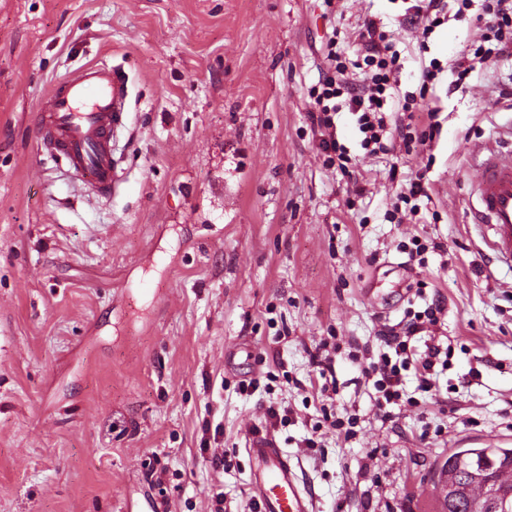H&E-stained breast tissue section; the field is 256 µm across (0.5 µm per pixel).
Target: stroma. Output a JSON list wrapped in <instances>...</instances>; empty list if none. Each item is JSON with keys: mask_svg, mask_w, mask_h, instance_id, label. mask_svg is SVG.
Instances as JSON below:
<instances>
[{"mask_svg": "<svg viewBox=\"0 0 512 512\" xmlns=\"http://www.w3.org/2000/svg\"><path fill=\"white\" fill-rule=\"evenodd\" d=\"M409 5L0 0V512H259L245 443L266 429L315 512H439L451 448L512 441V263L470 216V149L512 124V54L450 90L482 2L444 0L426 36ZM368 20L398 56L393 96L436 65L413 123L440 132L369 154L340 111L344 172L308 92L328 35L362 64ZM92 63L130 86L108 196L37 148L50 84ZM415 178L424 195L401 201ZM438 298L448 363L426 391L406 371L408 405L381 418L361 362ZM330 336L324 396L308 350Z\"/></svg>", "mask_w": 512, "mask_h": 512, "instance_id": "obj_1", "label": "stroma"}]
</instances>
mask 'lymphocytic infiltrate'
I'll return each instance as SVG.
<instances>
[{
  "label": "lymphocytic infiltrate",
  "instance_id": "obj_1",
  "mask_svg": "<svg viewBox=\"0 0 512 512\" xmlns=\"http://www.w3.org/2000/svg\"><path fill=\"white\" fill-rule=\"evenodd\" d=\"M483 10L493 21L497 47L492 50L480 45L461 52L456 63V82L460 85L465 83L477 66L487 64L492 56L512 51V0H484ZM360 37L364 62L368 68L363 83L358 85L348 80L342 61L343 52L336 38L332 37L325 45V59L330 74L309 92L314 105L311 120L321 132L320 147L325 162L342 169L350 164L351 159L336 138L335 116L339 108H347L356 115L362 135L361 146L370 153L384 149V137L391 128L407 143L414 139L424 143L432 140L437 133L432 123L427 124L416 137L411 134L410 124L399 121L394 127H387L384 114L390 87L389 75L397 58L386 54L382 48L383 36L378 32L375 22L366 23ZM441 310L440 303L429 304L423 313L415 315L404 334L386 338L387 353L382 354L378 361L363 367V374L373 381L376 390L374 401L378 410H386L401 401L403 373L408 368H415L422 385H429L442 353L441 343L434 340L426 344L423 353L414 360L409 359L407 351L413 336L421 331L424 324L436 323Z\"/></svg>",
  "mask_w": 512,
  "mask_h": 512
}]
</instances>
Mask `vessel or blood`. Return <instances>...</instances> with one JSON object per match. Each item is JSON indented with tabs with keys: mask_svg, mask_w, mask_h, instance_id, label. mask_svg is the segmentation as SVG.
I'll list each match as a JSON object with an SVG mask.
<instances>
[{
	"mask_svg": "<svg viewBox=\"0 0 512 512\" xmlns=\"http://www.w3.org/2000/svg\"><path fill=\"white\" fill-rule=\"evenodd\" d=\"M128 99L121 69L89 64L73 71L50 87L36 115L40 149L64 162L69 174L94 192L111 193L117 182L113 137L124 124ZM471 155L479 171L472 221L488 225L491 247L512 259V144L475 149ZM246 451L260 512H313L291 456L270 433L253 434Z\"/></svg>",
	"mask_w": 512,
	"mask_h": 512,
	"instance_id": "b4317fda",
	"label": "vessel or blood"
}]
</instances>
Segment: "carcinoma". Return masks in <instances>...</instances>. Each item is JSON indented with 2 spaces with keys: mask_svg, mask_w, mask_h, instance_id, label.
I'll use <instances>...</instances> for the list:
<instances>
[{
  "mask_svg": "<svg viewBox=\"0 0 512 512\" xmlns=\"http://www.w3.org/2000/svg\"><path fill=\"white\" fill-rule=\"evenodd\" d=\"M486 460L493 462L490 474L494 483L512 490V445L499 442L455 448L437 475L441 512H485L488 487L471 472L480 470Z\"/></svg>",
  "mask_w": 512,
  "mask_h": 512,
  "instance_id": "carcinoma-1",
  "label": "carcinoma"
}]
</instances>
